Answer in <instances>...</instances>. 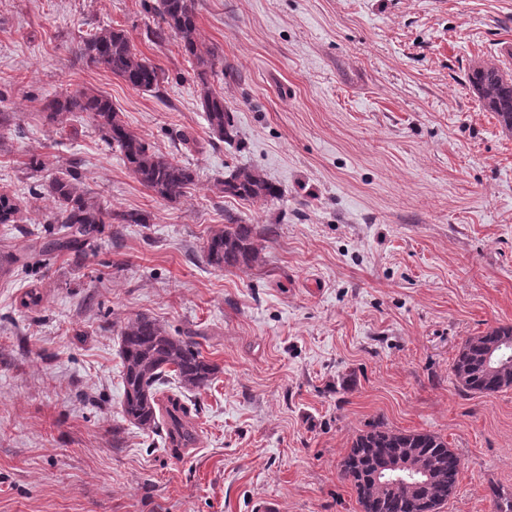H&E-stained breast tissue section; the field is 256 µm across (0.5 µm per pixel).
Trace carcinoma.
Here are the masks:
<instances>
[{
  "mask_svg": "<svg viewBox=\"0 0 512 512\" xmlns=\"http://www.w3.org/2000/svg\"><path fill=\"white\" fill-rule=\"evenodd\" d=\"M154 14L162 26L153 31L162 40L166 32L180 39L184 52L196 58L199 70L200 98L209 129L219 140L231 144L238 137L224 96L213 89L219 77L215 57L201 54L197 42L196 0H155ZM79 55L92 67H102L133 88L158 93L162 84L161 70L140 56L126 33L120 29H101L88 35ZM468 81L486 108L496 113L502 125L512 130V74L494 63H480L472 68ZM75 112L88 115L105 143L117 147L138 181L155 196L176 201L196 181V171L186 164L156 153L137 132L129 128L119 112L105 96L75 91L56 96L46 104V119L63 124ZM221 191L244 201L274 200L279 189L256 171L238 167L220 181ZM49 193L56 204L53 223L60 225V236L32 250L33 265H42L62 251L81 254L101 232V226L116 220L120 224H146V215L125 212L112 215L90 201L87 191L72 172L54 177ZM18 205L13 197L0 194V224L14 221ZM224 229L212 232L203 246L207 264L219 270L250 268L258 261V242L268 232L260 224H243L234 215H224ZM494 341L512 343V325L491 328L467 339L458 350L452 365L458 387L470 394L492 396L512 388V346L499 364L504 369L489 370L486 347ZM119 356L122 364L124 421L147 432L165 430L174 448L190 445L195 440V427L188 408L175 396L158 397L159 385L169 377L180 387L196 391L209 387L219 367L205 359L198 343L189 336L171 334L159 321L138 314L129 319L119 333ZM406 455L414 464L432 473L429 496L410 494L397 487L380 492L376 483L377 463L383 457ZM350 481L361 512H441L454 494L461 473V461L448 442L429 432H401L372 425L352 441L341 463Z\"/></svg>",
  "mask_w": 512,
  "mask_h": 512,
  "instance_id": "carcinoma-1",
  "label": "carcinoma"
}]
</instances>
